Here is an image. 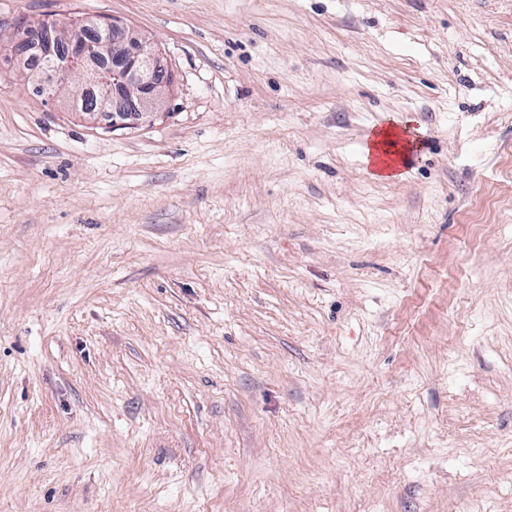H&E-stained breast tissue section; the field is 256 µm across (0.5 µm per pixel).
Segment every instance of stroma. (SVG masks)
<instances>
[{"label":"stroma","mask_w":512,"mask_h":512,"mask_svg":"<svg viewBox=\"0 0 512 512\" xmlns=\"http://www.w3.org/2000/svg\"><path fill=\"white\" fill-rule=\"evenodd\" d=\"M60 15L175 83L93 129L0 60V512H512V0H0V35ZM373 136V137H372ZM372 137V139H371ZM414 145L408 139L402 138L401 131L395 125L374 132L363 147V161L370 167L374 166V177L378 179H393L400 177L394 167L405 155L411 153ZM382 155H396V164L392 165L381 158Z\"/></svg>","instance_id":"obj_1"}]
</instances>
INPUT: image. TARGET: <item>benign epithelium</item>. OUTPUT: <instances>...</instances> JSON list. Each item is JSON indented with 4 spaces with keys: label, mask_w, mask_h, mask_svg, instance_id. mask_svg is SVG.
Wrapping results in <instances>:
<instances>
[{
    "label": "benign epithelium",
    "mask_w": 512,
    "mask_h": 512,
    "mask_svg": "<svg viewBox=\"0 0 512 512\" xmlns=\"http://www.w3.org/2000/svg\"><path fill=\"white\" fill-rule=\"evenodd\" d=\"M39 50L41 66L26 75L39 95L54 99L74 75L85 78V117L110 128L129 121L149 123L164 111L174 71L157 43L115 18L87 16L80 22L56 17L17 28L0 43V55L24 59Z\"/></svg>",
    "instance_id": "benign-epithelium-1"
}]
</instances>
